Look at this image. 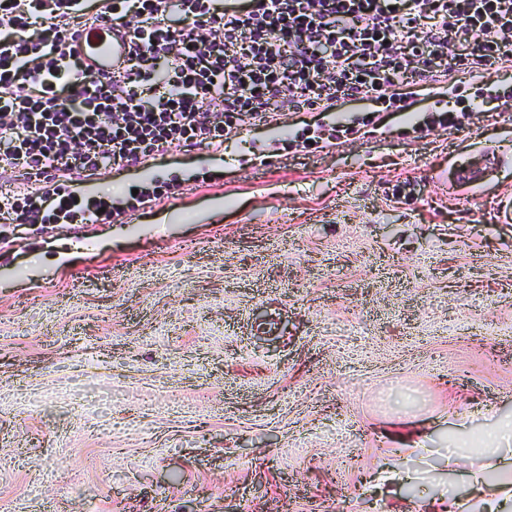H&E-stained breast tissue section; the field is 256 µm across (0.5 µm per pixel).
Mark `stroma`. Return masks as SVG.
Instances as JSON below:
<instances>
[{
	"mask_svg": "<svg viewBox=\"0 0 512 512\" xmlns=\"http://www.w3.org/2000/svg\"><path fill=\"white\" fill-rule=\"evenodd\" d=\"M453 106L344 103L379 120L322 150L245 117L92 182L181 181L127 222L0 223V512H512V112Z\"/></svg>",
	"mask_w": 512,
	"mask_h": 512,
	"instance_id": "1",
	"label": "stroma"
}]
</instances>
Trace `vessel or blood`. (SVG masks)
I'll use <instances>...</instances> for the list:
<instances>
[{
  "mask_svg": "<svg viewBox=\"0 0 512 512\" xmlns=\"http://www.w3.org/2000/svg\"><path fill=\"white\" fill-rule=\"evenodd\" d=\"M74 48L95 74L107 76L123 64L127 41L122 27L111 23L81 31Z\"/></svg>",
  "mask_w": 512,
  "mask_h": 512,
  "instance_id": "b4317fda",
  "label": "vessel or blood"
}]
</instances>
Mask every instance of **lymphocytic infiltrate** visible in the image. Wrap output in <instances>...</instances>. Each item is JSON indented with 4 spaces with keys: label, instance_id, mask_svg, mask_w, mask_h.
I'll use <instances>...</instances> for the list:
<instances>
[{
    "label": "lymphocytic infiltrate",
    "instance_id": "1",
    "mask_svg": "<svg viewBox=\"0 0 512 512\" xmlns=\"http://www.w3.org/2000/svg\"><path fill=\"white\" fill-rule=\"evenodd\" d=\"M90 15L123 26V71L97 76L72 49ZM511 68L512 0H0V179L19 169L37 183L5 207L16 224L111 220L160 200L167 181L119 206L82 199L75 182L174 147L223 150L244 115L334 112L359 96L401 112L414 86L454 89L462 74L475 95L435 116L453 128Z\"/></svg>",
    "mask_w": 512,
    "mask_h": 512
}]
</instances>
